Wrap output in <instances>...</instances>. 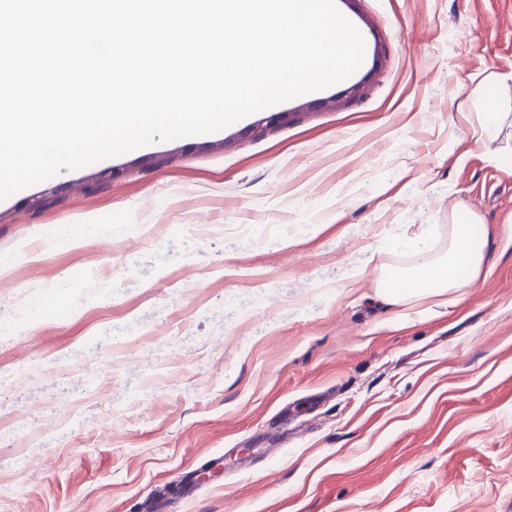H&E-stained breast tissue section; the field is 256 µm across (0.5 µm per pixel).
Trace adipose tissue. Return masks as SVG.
<instances>
[{
	"label": "adipose tissue",
	"mask_w": 512,
	"mask_h": 512,
	"mask_svg": "<svg viewBox=\"0 0 512 512\" xmlns=\"http://www.w3.org/2000/svg\"><path fill=\"white\" fill-rule=\"evenodd\" d=\"M480 216L467 210L457 216L450 229L446 255L434 261L421 263L410 270L390 271L391 300L405 296H442L448 291L466 287L481 272L486 240L472 234Z\"/></svg>",
	"instance_id": "ef3b65f1"
}]
</instances>
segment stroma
<instances>
[{
	"label": "stroma",
	"instance_id": "stroma-1",
	"mask_svg": "<svg viewBox=\"0 0 512 512\" xmlns=\"http://www.w3.org/2000/svg\"><path fill=\"white\" fill-rule=\"evenodd\" d=\"M336 5L363 63L278 125L0 201V512H512V0ZM461 204L479 276L384 300Z\"/></svg>",
	"mask_w": 512,
	"mask_h": 512
}]
</instances>
